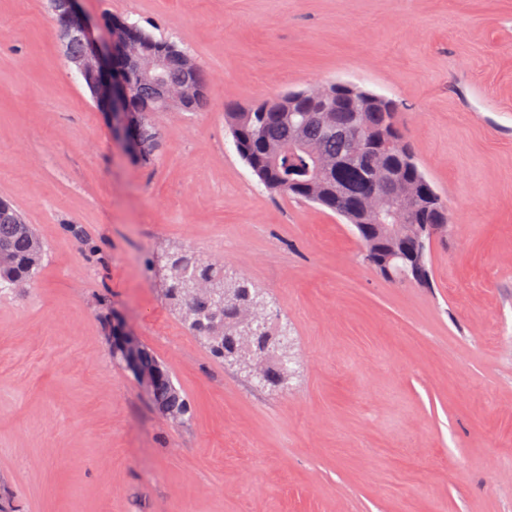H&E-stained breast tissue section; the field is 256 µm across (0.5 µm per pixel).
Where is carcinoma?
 Returning <instances> with one entry per match:
<instances>
[{"mask_svg": "<svg viewBox=\"0 0 512 512\" xmlns=\"http://www.w3.org/2000/svg\"><path fill=\"white\" fill-rule=\"evenodd\" d=\"M134 39L141 48H169L166 78L173 85L184 79L180 48L158 39L139 27ZM116 78H125L131 86V107L136 120L129 135L131 155L142 166L152 163L158 142L153 123L155 103L152 90L139 82L130 69H117ZM315 88L286 92L278 97L256 101L225 113V123L238 155L266 188L278 195L316 203L353 225L361 243L363 262L391 283L410 281L421 288L432 287L429 256L433 239L409 236L399 243L403 256L395 255L386 244L376 251L367 248L378 225L352 211L365 203L373 179L402 188L401 204L410 209V224H452L447 202L419 168L404 140L398 113L387 111L390 101L363 92L360 112H352L349 102L340 98L324 103L329 108L330 126L320 120ZM363 137L359 159L350 161L354 128ZM302 146L293 147L295 140ZM46 245L31 224L7 202L0 200V289L24 288L41 271ZM166 265L188 271L198 281H213L216 290L184 301L192 283L174 273L167 278L165 298L202 345L217 359L230 362L234 348L237 310L260 301L259 290L242 275L230 274L211 263L200 252L178 250L166 258ZM255 352L270 360L269 381H280V365L273 359L282 343L267 337L264 330L255 333ZM155 403H170L183 410L189 405L182 392L174 389L172 378L158 381L151 393Z\"/></svg>", "mask_w": 512, "mask_h": 512, "instance_id": "carcinoma-1", "label": "carcinoma"}]
</instances>
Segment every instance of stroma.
Wrapping results in <instances>:
<instances>
[{
  "label": "stroma",
  "instance_id": "1",
  "mask_svg": "<svg viewBox=\"0 0 512 512\" xmlns=\"http://www.w3.org/2000/svg\"><path fill=\"white\" fill-rule=\"evenodd\" d=\"M175 42L196 112L144 167L67 61L49 0H0V198L45 264L0 294V492L19 512H512V0H81ZM342 82L391 100L447 199L433 285L385 281L354 227L271 194L225 112ZM249 278L288 379L215 360L164 297L168 253ZM190 402L171 424L110 352L103 303Z\"/></svg>",
  "mask_w": 512,
  "mask_h": 512
}]
</instances>
